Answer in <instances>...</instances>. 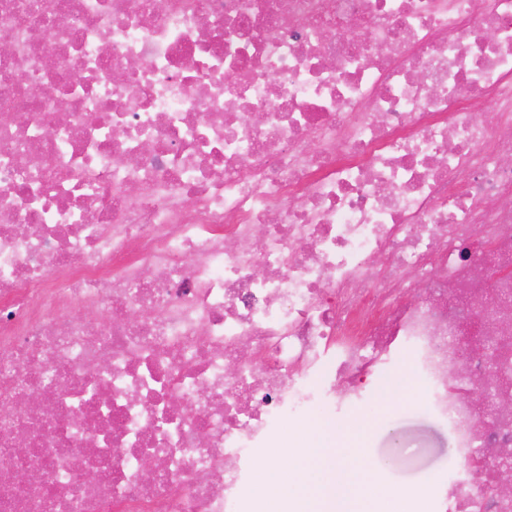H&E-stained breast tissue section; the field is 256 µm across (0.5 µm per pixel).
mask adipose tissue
Here are the masks:
<instances>
[{"label":"adipose tissue","mask_w":512,"mask_h":512,"mask_svg":"<svg viewBox=\"0 0 512 512\" xmlns=\"http://www.w3.org/2000/svg\"><path fill=\"white\" fill-rule=\"evenodd\" d=\"M349 450L347 437L316 424L309 426L288 450L299 463L294 477L273 465L264 468L266 512H279L291 501L299 512H350L348 502L353 498L360 504L359 512H377L382 502L390 503V512H409L404 491L378 482L373 472L360 474L340 464L339 455Z\"/></svg>","instance_id":"1"}]
</instances>
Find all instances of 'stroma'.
I'll use <instances>...</instances> for the list:
<instances>
[{
    "label": "stroma",
    "mask_w": 512,
    "mask_h": 512,
    "mask_svg": "<svg viewBox=\"0 0 512 512\" xmlns=\"http://www.w3.org/2000/svg\"><path fill=\"white\" fill-rule=\"evenodd\" d=\"M422 389L412 374L389 375L372 411L336 422L339 431L357 434V460L377 466L384 482L422 498L431 477L456 464L447 423L422 406Z\"/></svg>",
    "instance_id": "1"
}]
</instances>
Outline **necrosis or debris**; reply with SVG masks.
Instances as JSON below:
<instances>
[{"label":"necrosis or debris","instance_id":"necrosis-or-debris-1","mask_svg":"<svg viewBox=\"0 0 512 512\" xmlns=\"http://www.w3.org/2000/svg\"><path fill=\"white\" fill-rule=\"evenodd\" d=\"M0 44V512H245L408 359L432 512H512V0H0Z\"/></svg>","mask_w":512,"mask_h":512}]
</instances>
